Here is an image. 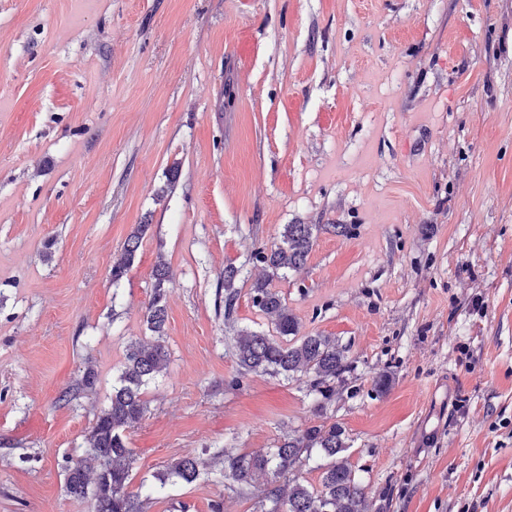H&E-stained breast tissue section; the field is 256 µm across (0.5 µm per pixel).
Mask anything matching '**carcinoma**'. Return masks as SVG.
I'll return each instance as SVG.
<instances>
[{"label": "carcinoma", "mask_w": 512, "mask_h": 512, "mask_svg": "<svg viewBox=\"0 0 512 512\" xmlns=\"http://www.w3.org/2000/svg\"><path fill=\"white\" fill-rule=\"evenodd\" d=\"M320 224H288L282 243L270 249H256L251 258L265 265L270 276L301 267L314 242ZM151 224H137L126 239L121 258L112 265V282H119L134 263ZM239 268L224 267V319H231L238 300L236 287ZM169 271L164 259L153 269L152 294L145 308L147 328L154 342H130L118 385L112 388L107 407L98 414L90 433L95 472L85 460L69 462L66 468L68 493L79 499L91 497L94 512H144L140 495L129 491L134 463L133 450L127 447L125 432L137 424L146 411L142 389L166 368L168 352L161 342L166 321ZM252 302L272 318L277 336L242 332L234 337L233 348L244 373H265L293 379L308 377L309 392L328 401L336 383L350 370L347 347L338 338L323 334L297 336L298 322L278 292L266 282L252 287ZM345 431L337 424L313 425L284 438L266 453L241 452L226 448L219 467L211 471L224 489L250 494L255 512H371L368 492L347 455ZM315 466L320 484L310 486L299 480L297 471ZM170 474L186 483L200 475V462L184 457L173 463ZM267 473L270 479L252 489L253 477Z\"/></svg>", "instance_id": "cac0c4a2"}]
</instances>
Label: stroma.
Masks as SVG:
<instances>
[{
    "label": "stroma",
    "mask_w": 512,
    "mask_h": 512,
    "mask_svg": "<svg viewBox=\"0 0 512 512\" xmlns=\"http://www.w3.org/2000/svg\"><path fill=\"white\" fill-rule=\"evenodd\" d=\"M288 224L321 230L272 279L250 255ZM160 258L170 360L126 434L146 512H254L156 477L324 422L373 512H512V0H0V512H93L65 469L152 337ZM263 279L348 348L325 409L240 372L236 332H275ZM151 229V224H136L126 239L121 258L112 265V282H119L134 263L143 239ZM239 268L229 264L224 268V316L231 318L238 300V288L236 287Z\"/></svg>",
    "instance_id": "obj_1"
}]
</instances>
